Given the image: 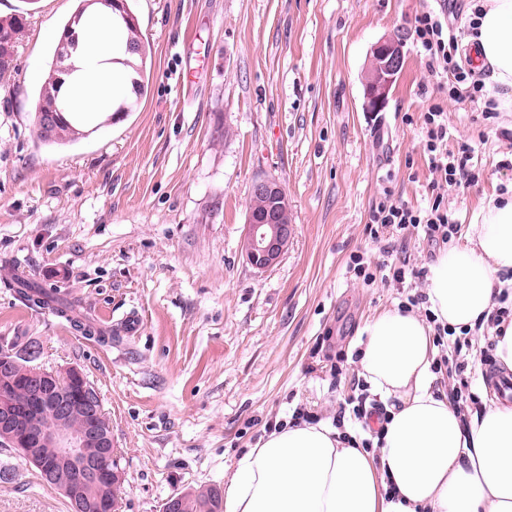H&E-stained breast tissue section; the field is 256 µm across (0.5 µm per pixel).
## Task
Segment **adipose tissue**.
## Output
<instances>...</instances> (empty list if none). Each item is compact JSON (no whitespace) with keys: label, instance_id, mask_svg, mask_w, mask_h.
<instances>
[{"label":"adipose tissue","instance_id":"adipose-tissue-1","mask_svg":"<svg viewBox=\"0 0 512 512\" xmlns=\"http://www.w3.org/2000/svg\"><path fill=\"white\" fill-rule=\"evenodd\" d=\"M468 42L486 85L512 110V0H473ZM65 61L61 97L81 92L99 113L130 95L122 77L136 55L120 18L90 7ZM512 288V194L493 195L470 226L430 265L425 307L392 308L365 327L359 375L388 420L370 447L336 427L294 423L259 438L224 476V512H512V402L460 411L434 390L435 329L486 324Z\"/></svg>","mask_w":512,"mask_h":512}]
</instances>
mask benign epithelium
<instances>
[{
	"instance_id": "obj_1",
	"label": "benign epithelium",
	"mask_w": 512,
	"mask_h": 512,
	"mask_svg": "<svg viewBox=\"0 0 512 512\" xmlns=\"http://www.w3.org/2000/svg\"><path fill=\"white\" fill-rule=\"evenodd\" d=\"M372 67L364 83L366 111H380L403 64L402 46L388 37L371 50ZM253 198L265 201L262 211L249 209L241 250L259 271H267L281 261L294 238L295 226L281 220L288 211V196L273 177L256 179L250 190ZM28 376L25 403L11 394L17 380L13 346L0 344V441L35 464L43 479L61 487L75 512H98L106 495L123 483V471L112 450V426L100 395L81 369L68 366L56 370L34 369ZM80 416L85 424L78 430L67 426L69 418ZM55 449L45 457L41 448ZM101 489L96 500L85 497L86 483Z\"/></svg>"
}]
</instances>
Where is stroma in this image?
<instances>
[{
	"instance_id": "stroma-1",
	"label": "stroma",
	"mask_w": 512,
	"mask_h": 512,
	"mask_svg": "<svg viewBox=\"0 0 512 512\" xmlns=\"http://www.w3.org/2000/svg\"><path fill=\"white\" fill-rule=\"evenodd\" d=\"M433 0H132L151 48L134 112L65 146L33 133L40 80L77 0H0L24 11L14 95L0 81V266L80 302L105 328L140 329L105 345L18 302L0 279V340L38 341V365L80 368L100 394L124 470L119 512H161L171 496L223 487L224 473L296 411L335 422L358 392L366 322L423 293L421 281L364 284L360 253L421 268L442 250L416 231L372 239V206L391 190L426 206L433 175L420 117L442 104L451 139L476 144V185L450 187L471 224L512 184V112L483 122L437 89L410 21ZM400 38L403 65L385 108H364L370 51ZM284 186L295 235L274 268L241 251L252 183ZM0 512H71L61 492L0 450Z\"/></svg>"
}]
</instances>
